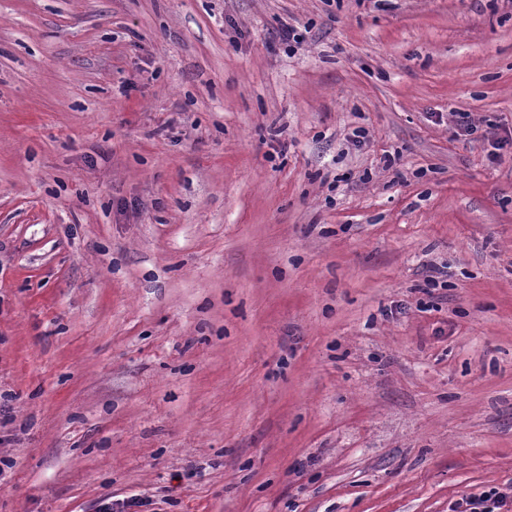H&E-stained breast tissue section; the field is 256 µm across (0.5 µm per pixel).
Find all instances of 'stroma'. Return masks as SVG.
Returning a JSON list of instances; mask_svg holds the SVG:
<instances>
[{"mask_svg":"<svg viewBox=\"0 0 512 512\" xmlns=\"http://www.w3.org/2000/svg\"><path fill=\"white\" fill-rule=\"evenodd\" d=\"M491 124L512 0H0V512L511 484Z\"/></svg>","mask_w":512,"mask_h":512,"instance_id":"obj_1","label":"stroma"}]
</instances>
